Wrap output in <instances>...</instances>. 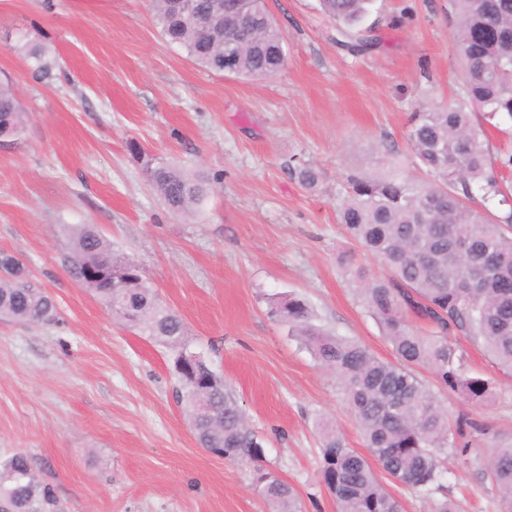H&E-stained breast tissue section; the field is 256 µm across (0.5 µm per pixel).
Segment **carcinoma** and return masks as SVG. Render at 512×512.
<instances>
[{
    "label": "carcinoma",
    "instance_id": "1",
    "mask_svg": "<svg viewBox=\"0 0 512 512\" xmlns=\"http://www.w3.org/2000/svg\"><path fill=\"white\" fill-rule=\"evenodd\" d=\"M373 0H319L336 21L339 44L354 55L378 45L372 29L361 27ZM463 89L442 105L411 117L408 132L418 182L395 166L378 177L351 174L339 206L347 236L389 271L366 280L359 266L368 308L378 320L396 361L377 358L363 344L314 323L307 301H278L272 314L336 378L339 393L354 414L366 456L346 447L333 427L319 424L320 478L336 499L337 512H403L390 486L438 494L435 512H464L443 482L448 456L467 454L476 438L495 437L488 425L452 417L441 396L460 395L479 404L492 394V381L469 373L457 347L463 336L481 347L500 368L512 371V151H492L486 132L503 116L512 119V0H450ZM232 7L261 24L234 31L196 21L175 0H153V18L162 36L183 48L199 67L221 73L234 58V75L263 79L286 61L284 37L265 0H234ZM39 77L52 63L41 45L26 47ZM28 113L9 80H0V133L20 136ZM131 151L141 160L151 189L170 213L187 216L210 197L217 175L183 168ZM498 200L509 210L484 216L475 195ZM69 275L96 295L120 320L169 349L178 387L177 403L188 415L200 447L220 457L253 463L264 457L262 442L249 429L243 409L205 357L182 362L191 353L180 314L163 305L134 262L112 252L93 224L71 228ZM413 313L429 330L408 320ZM56 304L14 255L0 254V317L24 324L53 321ZM429 372L431 381L420 375ZM485 476L500 495V512H512V446L495 448ZM256 490L275 512H301L295 489L258 467ZM0 505L8 512H59L53 487L42 481L30 459L16 452L0 459Z\"/></svg>",
    "mask_w": 512,
    "mask_h": 512
}]
</instances>
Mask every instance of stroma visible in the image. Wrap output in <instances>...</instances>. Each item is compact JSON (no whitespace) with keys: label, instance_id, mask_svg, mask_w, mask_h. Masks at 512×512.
Wrapping results in <instances>:
<instances>
[{"label":"stroma","instance_id":"1","mask_svg":"<svg viewBox=\"0 0 512 512\" xmlns=\"http://www.w3.org/2000/svg\"><path fill=\"white\" fill-rule=\"evenodd\" d=\"M265 4L286 64L247 80L199 68L166 42L150 0H0V77L30 115L20 139L0 144V253L21 257L57 306L47 324L0 320V458L26 453L61 512H273L252 465L196 442L168 350L69 276L72 224L96 225L183 317L262 440L263 467L295 488L303 512H336L319 476L317 422L363 447L334 376L270 303L303 296L318 324L393 360L347 268L386 271L337 213L348 174L409 165L411 112L459 93L456 18L449 0H375L365 24L381 46L354 57L336 47L318 0ZM23 33L43 40L51 78L32 76L16 49ZM133 142L221 175L198 214L167 211ZM306 165L315 186L298 179ZM459 347L473 373L494 379L493 393L444 404L490 424L495 445L512 443V374L470 341ZM490 447L478 442L447 463L465 512L499 510L483 478Z\"/></svg>","mask_w":512,"mask_h":512}]
</instances>
